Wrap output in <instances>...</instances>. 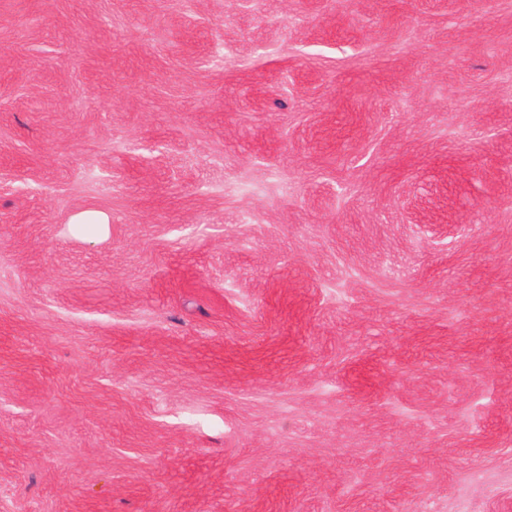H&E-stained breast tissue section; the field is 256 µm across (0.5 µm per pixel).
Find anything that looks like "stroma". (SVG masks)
Masks as SVG:
<instances>
[{"instance_id":"35a3bbf8","label":"stroma","mask_w":512,"mask_h":512,"mask_svg":"<svg viewBox=\"0 0 512 512\" xmlns=\"http://www.w3.org/2000/svg\"><path fill=\"white\" fill-rule=\"evenodd\" d=\"M0 512H512V0H0ZM75 227L89 226V235H106L109 227V218L97 210H81L76 212L70 220Z\"/></svg>"}]
</instances>
